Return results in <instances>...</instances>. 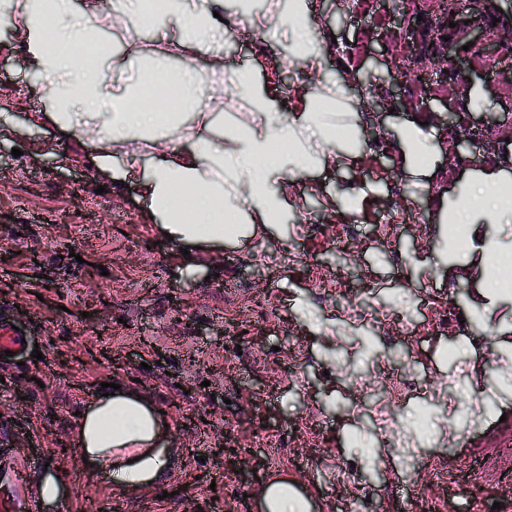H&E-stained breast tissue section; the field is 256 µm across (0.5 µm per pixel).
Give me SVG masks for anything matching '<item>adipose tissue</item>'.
<instances>
[{"label": "adipose tissue", "instance_id": "obj_1", "mask_svg": "<svg viewBox=\"0 0 512 512\" xmlns=\"http://www.w3.org/2000/svg\"><path fill=\"white\" fill-rule=\"evenodd\" d=\"M223 9L224 0H209L203 8L192 0H166L164 20L178 33L174 49L199 51L223 38L224 24L217 17ZM0 14L10 19L29 70L48 82L49 118L73 138L97 137L91 158L95 174L111 175L117 158L131 160L125 177L136 181L149 212L177 244L248 239L259 226L279 223L284 210L279 187L286 177L334 163L345 151L331 122L335 97L310 95L288 119L257 104L259 121L227 123L220 141L173 151L152 170L140 169L138 160L156 155L164 125L152 102L134 107L116 100L110 69H86L67 51L75 40L96 43L112 19L111 7L95 0L78 12L71 0H0ZM172 78L173 92L191 102L203 131H210L214 109L224 106L223 93L202 92L192 67ZM474 212L490 220L512 217V181L492 176L468 183L453 214L459 218ZM244 214L249 217L245 224L239 221ZM167 434L149 403L123 388L100 397L85 412L80 453L90 471L117 485L138 486L166 470Z\"/></svg>", "mask_w": 512, "mask_h": 512}]
</instances>
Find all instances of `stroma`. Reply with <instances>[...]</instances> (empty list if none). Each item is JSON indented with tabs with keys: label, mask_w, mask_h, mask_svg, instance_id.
Masks as SVG:
<instances>
[{
	"label": "stroma",
	"mask_w": 512,
	"mask_h": 512,
	"mask_svg": "<svg viewBox=\"0 0 512 512\" xmlns=\"http://www.w3.org/2000/svg\"><path fill=\"white\" fill-rule=\"evenodd\" d=\"M222 47L169 57L165 23L128 8L106 33L120 64L122 95L148 71L192 65L202 75L250 70L270 111H297L273 58L291 49L274 38L239 36L236 0H224ZM310 39L322 64L307 84L345 93L336 132L355 151L289 177L281 223L246 246L228 242L181 253L163 237L125 161L94 176L90 143L63 136L51 120L47 83L35 81L13 31L0 33V311L26 327L38 353L0 362V427L6 457L26 465L31 512H260L256 492L286 476L311 512H512V288L487 302L482 250L448 259L457 230L448 216L468 178L512 172V42L448 45V68L406 79L396 63L427 49L445 19L432 0H313ZM424 122L427 163L404 156L411 120ZM483 138L455 155L464 127ZM20 156H12V148ZM103 186L84 191L85 181ZM403 208L400 239L374 231ZM353 226L351 261H339L336 226ZM322 267L344 289L314 287ZM379 307L389 321L351 320L349 307ZM455 321H447V314ZM414 333L398 334L401 323ZM386 365L434 382L444 396L408 399L397 417L416 457L406 461L378 438L357 372ZM134 387L170 422L171 466L157 483L117 486L86 468L77 451L79 412L102 383ZM231 457L218 455L225 435ZM457 485L445 482V475ZM60 494L40 501L44 477Z\"/></svg>",
	"instance_id": "obj_1"
}]
</instances>
